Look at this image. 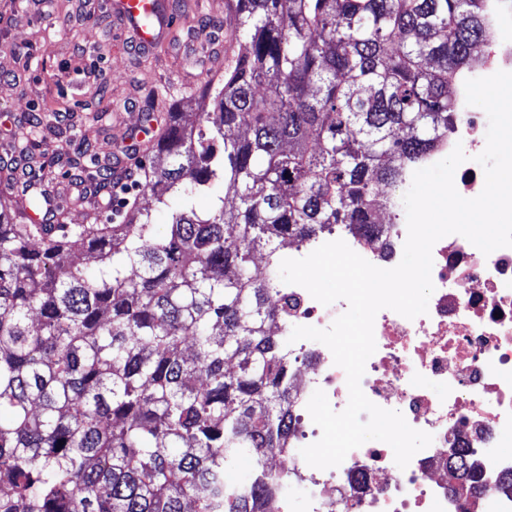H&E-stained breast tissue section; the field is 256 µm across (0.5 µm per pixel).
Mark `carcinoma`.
Listing matches in <instances>:
<instances>
[{
	"label": "carcinoma",
	"mask_w": 512,
	"mask_h": 512,
	"mask_svg": "<svg viewBox=\"0 0 512 512\" xmlns=\"http://www.w3.org/2000/svg\"><path fill=\"white\" fill-rule=\"evenodd\" d=\"M483 2L235 0L238 60L153 146L144 191L179 200L162 234L148 207L66 224L72 199L29 221L46 167L92 187L102 168L70 139L43 149L38 124L18 133L42 162L25 181L0 167V512H270L293 363L270 332L276 244L375 223L379 187L448 141L449 90L493 40ZM448 472L477 483L460 456Z\"/></svg>",
	"instance_id": "cac0c4a2"
}]
</instances>
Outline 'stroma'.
<instances>
[{
    "mask_svg": "<svg viewBox=\"0 0 512 512\" xmlns=\"http://www.w3.org/2000/svg\"><path fill=\"white\" fill-rule=\"evenodd\" d=\"M175 2L172 44L124 53L107 0H0V163L18 162L13 133L33 113L57 114L105 166L142 114L205 98L224 77L225 0Z\"/></svg>",
    "mask_w": 512,
    "mask_h": 512,
    "instance_id": "35a3bbf8",
    "label": "stroma"
}]
</instances>
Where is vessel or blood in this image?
Returning a JSON list of instances; mask_svg holds the SVG:
<instances>
[{"label": "vessel or blood", "instance_id": "vessel-or-blood-1", "mask_svg": "<svg viewBox=\"0 0 512 512\" xmlns=\"http://www.w3.org/2000/svg\"><path fill=\"white\" fill-rule=\"evenodd\" d=\"M110 9L128 34V46L140 51L164 42L177 20L170 0H112Z\"/></svg>", "mask_w": 512, "mask_h": 512}]
</instances>
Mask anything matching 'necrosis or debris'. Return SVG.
I'll return each mask as SVG.
<instances>
[{
  "instance_id": "1",
  "label": "necrosis or debris",
  "mask_w": 512,
  "mask_h": 512,
  "mask_svg": "<svg viewBox=\"0 0 512 512\" xmlns=\"http://www.w3.org/2000/svg\"><path fill=\"white\" fill-rule=\"evenodd\" d=\"M484 115L462 112L444 147L424 157L427 165L462 146L467 159L454 184L465 198L478 196L485 183L476 161L485 148ZM407 217L370 224L364 235L335 230L303 246H290L289 257L303 258L322 242L343 240L371 264L389 269L403 256ZM434 291L426 314L407 319L384 309L374 321L376 350L367 360L360 385L379 407L403 414L415 429L432 435L406 468L394 461L392 448L366 442L336 467L309 466L300 448L318 441L320 428L307 403L323 390L334 411L345 409L349 393L345 371L320 342L299 340L288 350L297 363L290 388L294 398L288 432L289 453L276 454L290 476L278 491L274 512H512V489L500 481L512 473V247L483 254L458 234L443 237L432 249ZM281 333L294 327L326 329L347 303L323 305L298 285L279 283ZM465 451L480 470L482 488L450 479L448 456Z\"/></svg>"
}]
</instances>
